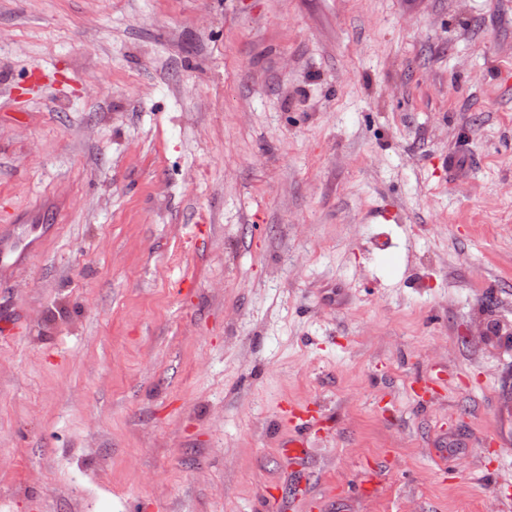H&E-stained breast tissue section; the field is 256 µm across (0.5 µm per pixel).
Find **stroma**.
Wrapping results in <instances>:
<instances>
[{"instance_id":"35a3bbf8","label":"stroma","mask_w":512,"mask_h":512,"mask_svg":"<svg viewBox=\"0 0 512 512\" xmlns=\"http://www.w3.org/2000/svg\"><path fill=\"white\" fill-rule=\"evenodd\" d=\"M509 72L512 0H0V512H512ZM54 229V225L25 224L21 231L0 236V270L16 271L22 268L39 240Z\"/></svg>"}]
</instances>
